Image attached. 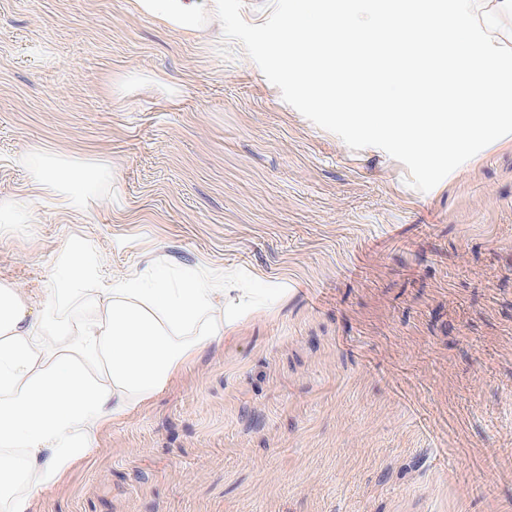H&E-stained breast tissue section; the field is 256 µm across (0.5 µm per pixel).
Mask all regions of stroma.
<instances>
[{"instance_id":"35a3bbf8","label":"stroma","mask_w":512,"mask_h":512,"mask_svg":"<svg viewBox=\"0 0 512 512\" xmlns=\"http://www.w3.org/2000/svg\"><path fill=\"white\" fill-rule=\"evenodd\" d=\"M133 0H0V282L227 279L222 344L32 512H512V146L428 192ZM43 167L95 169L38 189Z\"/></svg>"}]
</instances>
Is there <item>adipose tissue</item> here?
I'll use <instances>...</instances> for the list:
<instances>
[{
    "label": "adipose tissue",
    "mask_w": 512,
    "mask_h": 512,
    "mask_svg": "<svg viewBox=\"0 0 512 512\" xmlns=\"http://www.w3.org/2000/svg\"><path fill=\"white\" fill-rule=\"evenodd\" d=\"M136 2L174 28L203 22L196 0ZM85 278L74 253L44 305L0 283V477L15 456L32 464L28 492L12 497L10 512H30L86 456L100 426L163 390L230 326L224 290L209 275L193 269L173 282L153 268L102 289L99 318L74 329L64 314ZM54 337L66 348L51 345Z\"/></svg>",
    "instance_id": "ef3b65f1"
}]
</instances>
